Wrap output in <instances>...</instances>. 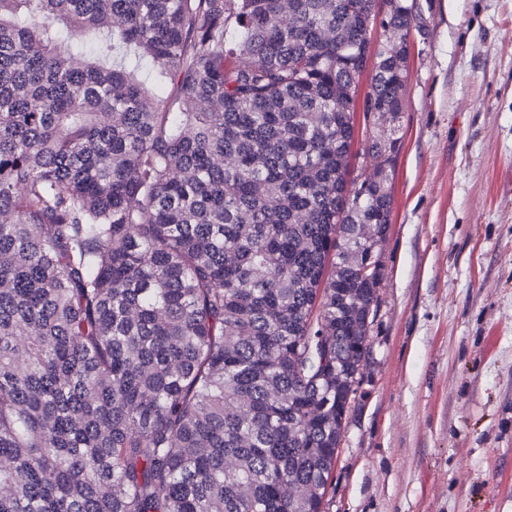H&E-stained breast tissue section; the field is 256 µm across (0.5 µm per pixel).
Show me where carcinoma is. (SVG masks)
Listing matches in <instances>:
<instances>
[{
    "label": "carcinoma",
    "instance_id": "carcinoma-1",
    "mask_svg": "<svg viewBox=\"0 0 512 512\" xmlns=\"http://www.w3.org/2000/svg\"><path fill=\"white\" fill-rule=\"evenodd\" d=\"M373 2L0 0V512H324L416 20ZM382 38V30L378 26V23L374 26V28L370 31V47H369V63H368V71L360 78L357 87V93L355 96V107H354V126H355V137L354 142L352 144V154L355 156L352 159V167H351V175L350 179L356 178L357 181H360L366 176L370 171V163L369 160L363 158V148L369 136L372 135L373 132V121L372 118H365V114L363 112L364 98L366 93L369 90L370 84V76L369 69L372 66V54L375 50V42L376 40H380Z\"/></svg>",
    "mask_w": 512,
    "mask_h": 512
}]
</instances>
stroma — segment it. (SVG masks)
<instances>
[{"label": "stroma", "mask_w": 512, "mask_h": 512, "mask_svg": "<svg viewBox=\"0 0 512 512\" xmlns=\"http://www.w3.org/2000/svg\"><path fill=\"white\" fill-rule=\"evenodd\" d=\"M417 14L379 310L327 512H512V0Z\"/></svg>", "instance_id": "1"}]
</instances>
